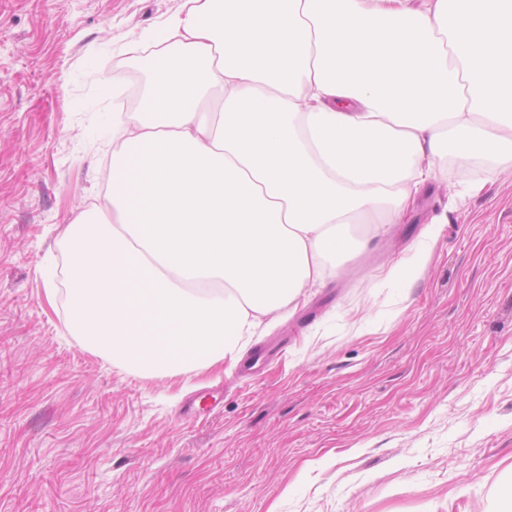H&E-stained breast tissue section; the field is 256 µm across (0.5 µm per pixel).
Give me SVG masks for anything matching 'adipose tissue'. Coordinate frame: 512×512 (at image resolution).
I'll return each instance as SVG.
<instances>
[{
	"label": "adipose tissue",
	"instance_id": "adipose-tissue-1",
	"mask_svg": "<svg viewBox=\"0 0 512 512\" xmlns=\"http://www.w3.org/2000/svg\"><path fill=\"white\" fill-rule=\"evenodd\" d=\"M143 39L63 290L69 333L141 375L236 362L449 160L512 167V0H187Z\"/></svg>",
	"mask_w": 512,
	"mask_h": 512
}]
</instances>
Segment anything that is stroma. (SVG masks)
<instances>
[{
    "label": "stroma",
    "mask_w": 512,
    "mask_h": 512,
    "mask_svg": "<svg viewBox=\"0 0 512 512\" xmlns=\"http://www.w3.org/2000/svg\"><path fill=\"white\" fill-rule=\"evenodd\" d=\"M186 0H0V512H495L512 486V171L426 188L254 361L144 378L41 272L112 153L121 47ZM447 214L408 286L389 268Z\"/></svg>",
    "instance_id": "35a3bbf8"
}]
</instances>
